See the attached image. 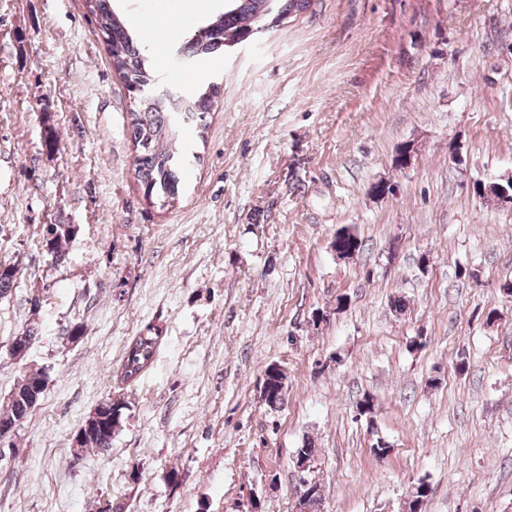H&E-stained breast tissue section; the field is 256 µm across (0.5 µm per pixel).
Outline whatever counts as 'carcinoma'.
Segmentation results:
<instances>
[{
	"instance_id": "carcinoma-1",
	"label": "carcinoma",
	"mask_w": 512,
	"mask_h": 512,
	"mask_svg": "<svg viewBox=\"0 0 512 512\" xmlns=\"http://www.w3.org/2000/svg\"><path fill=\"white\" fill-rule=\"evenodd\" d=\"M85 3L90 18L102 33L113 66L124 81L144 84L142 91L135 93L136 109L128 115L135 148L134 176L146 198H156L164 207L173 205L178 201L182 174L189 161L183 130L192 127L198 134H204L206 117L218 89L196 84L187 71L181 89L168 94L149 92L154 73L146 65L137 37L114 10L112 0H85ZM309 5L310 0H229L224 13L210 21L213 28H200L180 49L195 58L218 54L225 49L226 40H246L264 29L267 20L276 17L282 21ZM70 236L68 224H55L45 231L44 240L53 259H66L64 243ZM163 333L162 327L148 325L125 344L121 362L112 374L116 390L121 391L138 381L152 366L164 339ZM45 377L46 373L40 368L27 371L13 390L14 398L0 410V419L9 420L22 412L27 392ZM263 385L269 388L266 405L276 408L282 404L279 373L266 372ZM126 406L123 398L116 397L115 408L101 416L87 434L89 447L108 449L112 446V435L122 426Z\"/></svg>"
}]
</instances>
